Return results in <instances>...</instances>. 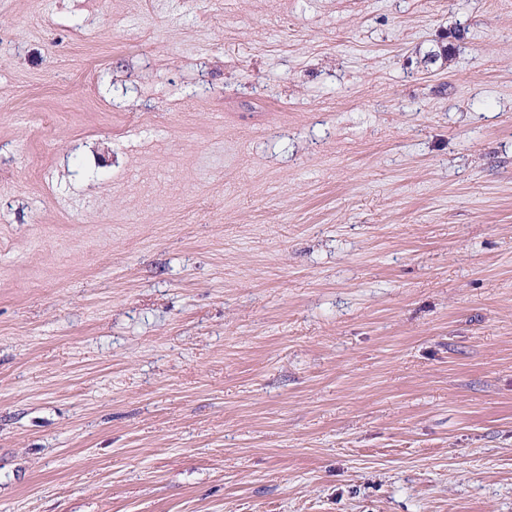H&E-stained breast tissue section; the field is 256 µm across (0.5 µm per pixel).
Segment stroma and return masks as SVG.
Returning <instances> with one entry per match:
<instances>
[{
	"mask_svg": "<svg viewBox=\"0 0 512 512\" xmlns=\"http://www.w3.org/2000/svg\"><path fill=\"white\" fill-rule=\"evenodd\" d=\"M0 512H512V0H0Z\"/></svg>",
	"mask_w": 512,
	"mask_h": 512,
	"instance_id": "1",
	"label": "stroma"
}]
</instances>
